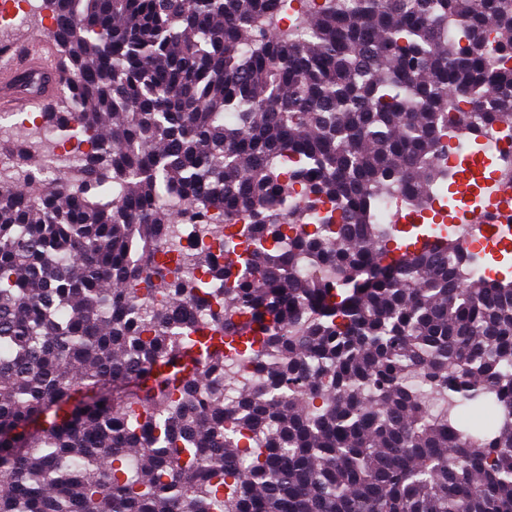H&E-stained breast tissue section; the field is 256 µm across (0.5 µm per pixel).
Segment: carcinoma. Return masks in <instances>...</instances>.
I'll list each match as a JSON object with an SVG mask.
<instances>
[{"mask_svg": "<svg viewBox=\"0 0 512 512\" xmlns=\"http://www.w3.org/2000/svg\"><path fill=\"white\" fill-rule=\"evenodd\" d=\"M295 1L42 0V126L97 150L0 172V512H512V280L373 219L512 131V0ZM443 150L439 152L438 165L447 173H452L466 159H461L463 140L458 138H445ZM180 249L189 253L213 246L215 241L204 237L197 230L196 224H180Z\"/></svg>", "mask_w": 512, "mask_h": 512, "instance_id": "cac0c4a2", "label": "carcinoma"}]
</instances>
